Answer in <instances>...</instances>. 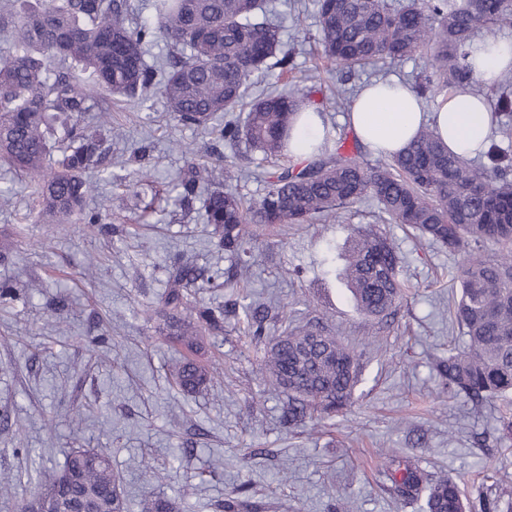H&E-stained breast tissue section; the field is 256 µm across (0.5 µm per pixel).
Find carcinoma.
Listing matches in <instances>:
<instances>
[{"instance_id":"1","label":"carcinoma","mask_w":512,"mask_h":512,"mask_svg":"<svg viewBox=\"0 0 512 512\" xmlns=\"http://www.w3.org/2000/svg\"><path fill=\"white\" fill-rule=\"evenodd\" d=\"M318 39L327 60L364 66L382 59L427 56L431 74L414 86L421 96L445 90L473 91L482 81L468 64L482 41L512 28V0H416L395 9L387 0H315ZM154 22L141 20L139 0H0V163L32 188L37 224H87L101 232L100 207L88 206L95 191L87 179L105 170L102 138L84 126L97 113L109 123L108 100H146L160 88L174 118L215 142L244 145L270 159L288 157L290 131L302 107L316 106V89L256 97L244 107L251 76L264 69L294 70L281 27L267 17L265 0H150ZM163 38L171 64L158 70L145 59ZM492 134L483 160L448 149L435 131L421 129L401 154L374 162L360 147L343 142L324 126L309 145L304 164H290L269 177L264 194L246 207L231 189L205 191L208 175L192 168L177 187L181 199L203 197L206 224L217 246L239 273L224 277L188 263L170 264L161 297L169 335L185 350L173 370L187 393L207 389L210 368L191 357L201 332L224 330V307L200 294L232 288L247 277L252 242L247 225L274 227L312 219L334 221L344 205L373 196L394 224L462 257L460 296L453 321L466 344L439 361L448 391L481 404L512 393V250L483 252L487 241L512 245V90L509 80L486 86ZM400 256L383 235L350 236L343 279L355 309L385 315L403 298ZM0 283V309L26 305L31 291ZM263 303L242 306L245 332L254 343L266 338ZM259 372L288 396L284 418L292 426L318 411L332 413L350 403L361 377L355 350L310 326L284 327L273 338ZM49 512H123L112 455L106 448H75L62 468L39 483ZM406 500L426 496V512H468L448 478L409 465L394 487ZM141 512H176L175 502L148 494Z\"/></svg>"}]
</instances>
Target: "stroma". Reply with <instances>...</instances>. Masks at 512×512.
Instances as JSON below:
<instances>
[{
  "label": "stroma",
  "instance_id": "stroma-1",
  "mask_svg": "<svg viewBox=\"0 0 512 512\" xmlns=\"http://www.w3.org/2000/svg\"><path fill=\"white\" fill-rule=\"evenodd\" d=\"M275 4L272 21L294 51L295 75L304 76L319 64V46L296 35L292 17L301 14L315 30L314 0ZM428 73L421 54L364 68L333 65L321 73L314 99L350 150L356 138L344 121L346 106L332 102L336 86L354 92L390 77L413 85ZM110 112L123 137L109 140V155L127 162L112 167L98 193L133 191L125 209L106 218L116 234L85 224L52 233L26 222L29 190L0 166V186L16 187L0 198V251L8 255L0 282L42 283L26 307L0 310V408L17 424L0 431V486L11 488L0 496V512H24L44 472L59 468L78 446L110 449L126 512H140L150 492L175 500L179 512H219L228 499L242 501V512H425L423 501L393 493L392 454L446 473L472 512H483L486 501L512 512V443L498 431L503 400L474 407L449 394L436 371L449 350L464 346L448 320L461 259L416 241L404 225L382 223L372 197L342 208L338 223L289 224L262 236L244 295H205L227 310L223 333L205 339L198 352L216 369L213 386L193 394L173 386L176 352L158 320L144 313L164 292L173 261L231 265L213 246L201 206L184 210L175 185L196 163L206 164L216 183L226 170H239L238 192L255 201L265 188L260 173L274 171L277 162L213 145L178 124L158 92L138 106L111 104ZM144 144L146 160L132 161ZM144 167L151 180H141ZM358 231L391 238L403 258L406 295L381 321L356 311L337 274L345 242ZM90 255L102 260L92 278L83 274ZM60 297L65 306L58 311ZM247 298L269 303L271 335L310 322L362 352L361 381L345 409L284 424L286 398L267 392L258 372L265 347L244 337L233 311ZM103 332L108 342L97 344ZM186 441L194 446L188 455L180 452ZM146 460L158 474L149 486L140 479Z\"/></svg>",
  "mask_w": 512,
  "mask_h": 512
}]
</instances>
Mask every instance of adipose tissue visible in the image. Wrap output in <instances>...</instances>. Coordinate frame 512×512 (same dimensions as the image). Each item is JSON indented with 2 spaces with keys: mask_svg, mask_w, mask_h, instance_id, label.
Segmentation results:
<instances>
[{
  "mask_svg": "<svg viewBox=\"0 0 512 512\" xmlns=\"http://www.w3.org/2000/svg\"><path fill=\"white\" fill-rule=\"evenodd\" d=\"M472 64L482 82L492 83L512 69V39L483 46ZM346 122L363 144L387 155L402 151L419 128L428 127L449 149L471 156L491 133L492 112L484 97L468 90L444 95L428 110L408 85L388 78L365 85L354 95Z\"/></svg>",
  "mask_w": 512,
  "mask_h": 512,
  "instance_id": "1",
  "label": "adipose tissue"
}]
</instances>
